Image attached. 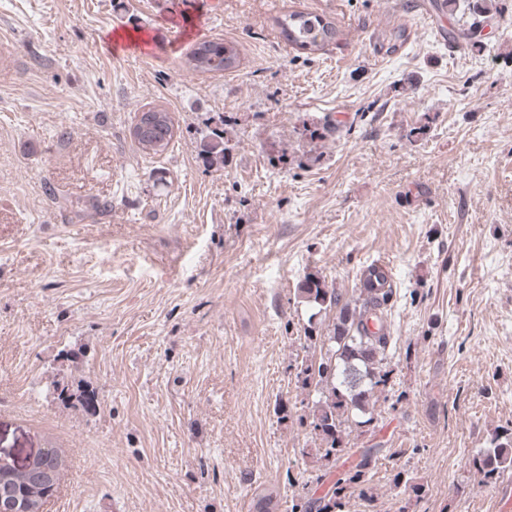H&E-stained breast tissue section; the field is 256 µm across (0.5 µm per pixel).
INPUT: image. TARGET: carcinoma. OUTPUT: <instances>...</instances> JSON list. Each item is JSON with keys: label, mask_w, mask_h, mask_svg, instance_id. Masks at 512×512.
Instances as JSON below:
<instances>
[{"label": "carcinoma", "mask_w": 512, "mask_h": 512, "mask_svg": "<svg viewBox=\"0 0 512 512\" xmlns=\"http://www.w3.org/2000/svg\"><path fill=\"white\" fill-rule=\"evenodd\" d=\"M457 0H444L439 8L448 15H459L458 27L448 31V38L473 40L482 21L464 19L465 12L457 11ZM280 35L302 54L324 53L336 42L340 31L328 17L311 12L292 10L277 17ZM185 65L201 73L233 71L240 65V50L234 42L203 40L187 54ZM153 118L148 132H130L138 149L146 155H161L169 149L175 134L170 112L152 107L142 110ZM359 297L345 298L334 288H328L319 279L310 276L298 288L302 302L320 311L336 310L335 321L326 336L312 335L308 340L321 344L320 358L300 368L297 383L313 392L309 426L324 443L319 460L325 472H331L339 453L343 451V434L354 425L366 427L374 422V406L386 391L390 371L386 370L388 356L394 341L392 311L396 288L388 270L378 264L367 266L360 274ZM53 398L94 414L98 407L97 388L88 384L73 385L54 380L51 382ZM370 454H365L354 467L337 478L330 497H318L292 506L291 512H336L348 490L363 482ZM473 467L481 482L491 483L506 470L512 469V431L499 436L495 446L477 454ZM40 466L50 468L61 477L65 468L62 453L48 449L44 456L34 458L33 464L21 468L13 460L0 457V480L10 492L29 495L33 489L34 470Z\"/></svg>", "instance_id": "1"}]
</instances>
